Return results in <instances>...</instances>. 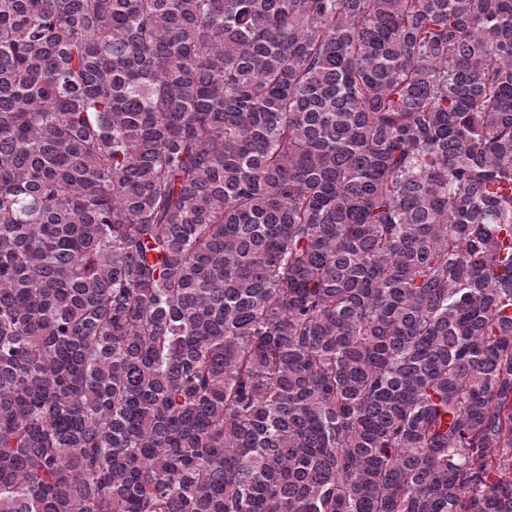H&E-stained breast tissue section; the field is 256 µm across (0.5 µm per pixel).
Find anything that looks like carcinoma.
Here are the masks:
<instances>
[{
	"label": "carcinoma",
	"mask_w": 512,
	"mask_h": 512,
	"mask_svg": "<svg viewBox=\"0 0 512 512\" xmlns=\"http://www.w3.org/2000/svg\"><path fill=\"white\" fill-rule=\"evenodd\" d=\"M0 512H512V0H0Z\"/></svg>",
	"instance_id": "carcinoma-1"
}]
</instances>
